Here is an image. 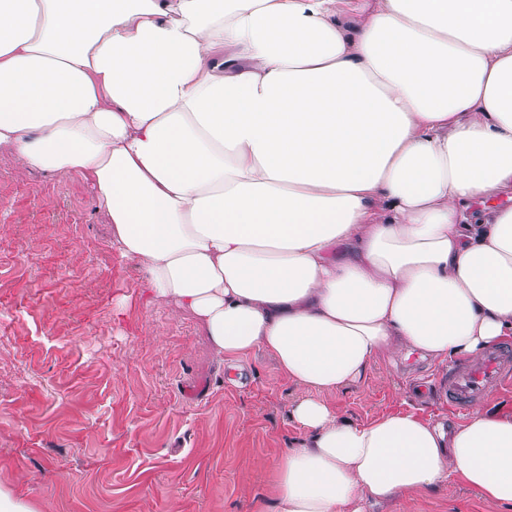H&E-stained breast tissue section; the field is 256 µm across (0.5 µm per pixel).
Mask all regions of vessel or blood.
I'll return each instance as SVG.
<instances>
[{"label":"vessel or blood","instance_id":"obj_1","mask_svg":"<svg viewBox=\"0 0 512 512\" xmlns=\"http://www.w3.org/2000/svg\"><path fill=\"white\" fill-rule=\"evenodd\" d=\"M450 404L466 408L493 390L512 391V343L487 350L478 360L450 367L438 380Z\"/></svg>","mask_w":512,"mask_h":512}]
</instances>
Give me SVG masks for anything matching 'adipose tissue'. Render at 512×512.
Segmentation results:
<instances>
[{"label":"adipose tissue","mask_w":512,"mask_h":512,"mask_svg":"<svg viewBox=\"0 0 512 512\" xmlns=\"http://www.w3.org/2000/svg\"><path fill=\"white\" fill-rule=\"evenodd\" d=\"M0 146L80 175L228 368L298 388L274 512L452 475L512 505V415L326 400L512 338V0H0ZM466 358L451 359L437 365L414 353L409 359H397L375 365L359 385L345 391L328 394L326 400L336 413L356 422H369L378 417L392 403H397L411 393L412 388L438 373L453 362Z\"/></svg>","instance_id":"obj_1"}]
</instances>
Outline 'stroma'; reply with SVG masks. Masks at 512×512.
<instances>
[{
    "instance_id": "35a3bbf8",
    "label": "stroma",
    "mask_w": 512,
    "mask_h": 512,
    "mask_svg": "<svg viewBox=\"0 0 512 512\" xmlns=\"http://www.w3.org/2000/svg\"><path fill=\"white\" fill-rule=\"evenodd\" d=\"M229 370L144 270L78 176L19 174L0 147V488L34 512H270L271 470L302 436L297 390L257 352ZM440 365H375L327 400L369 422ZM369 512H512L462 480Z\"/></svg>"
}]
</instances>
